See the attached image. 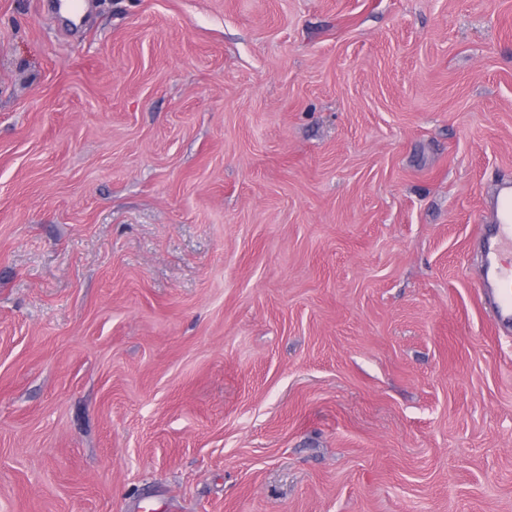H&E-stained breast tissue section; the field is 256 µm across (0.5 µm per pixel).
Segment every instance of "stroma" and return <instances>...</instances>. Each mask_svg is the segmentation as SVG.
Wrapping results in <instances>:
<instances>
[{
    "label": "stroma",
    "mask_w": 512,
    "mask_h": 512,
    "mask_svg": "<svg viewBox=\"0 0 512 512\" xmlns=\"http://www.w3.org/2000/svg\"><path fill=\"white\" fill-rule=\"evenodd\" d=\"M0 0V512H512V0ZM496 208V223L483 243L482 288L496 319L507 326L512 324V184L499 189Z\"/></svg>",
    "instance_id": "stroma-1"
}]
</instances>
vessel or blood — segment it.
I'll return each mask as SVG.
<instances>
[{"instance_id":"vessel-or-blood-1","label":"vessel or blood","mask_w":512,"mask_h":512,"mask_svg":"<svg viewBox=\"0 0 512 512\" xmlns=\"http://www.w3.org/2000/svg\"><path fill=\"white\" fill-rule=\"evenodd\" d=\"M496 208V222L483 243L482 286L496 319L507 326L512 324V184L500 188Z\"/></svg>"}]
</instances>
